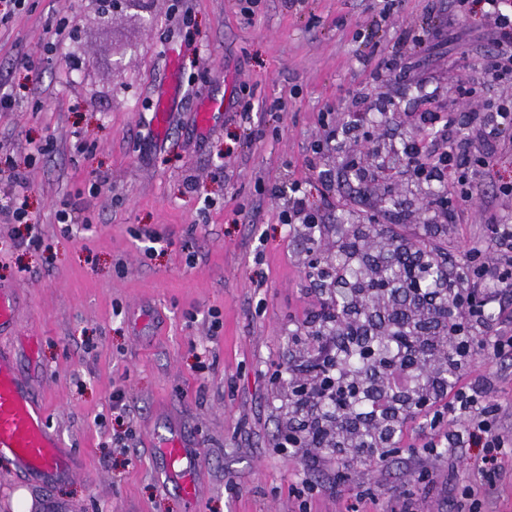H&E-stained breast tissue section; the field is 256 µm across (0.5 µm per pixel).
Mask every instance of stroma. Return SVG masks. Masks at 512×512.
I'll use <instances>...</instances> for the list:
<instances>
[{
    "mask_svg": "<svg viewBox=\"0 0 512 512\" xmlns=\"http://www.w3.org/2000/svg\"><path fill=\"white\" fill-rule=\"evenodd\" d=\"M382 7L141 0L104 18L97 0H26L0 19V88L16 95L0 112V287L20 296L0 344L34 339L46 423L83 466L44 492L0 462V512H15L21 489L28 512H396L407 499L458 512L476 472L428 450L422 417L397 441L415 457L381 471L326 450L313 468L302 449L278 447L288 368L310 356L291 336L317 326L322 306L311 253L333 252L337 227L371 218L427 235V186L358 180L351 156L403 168L404 145L445 132L417 122L425 110L464 126L449 78L477 82L482 104L506 92L484 80L491 44L453 0H401L385 18ZM426 19L432 35L408 68L374 78L399 31ZM173 77L179 102L161 128L154 106ZM209 98L224 112L202 128ZM14 167L28 178L37 249L15 244ZM295 181L324 220L313 242L282 219ZM149 233L160 237L151 251ZM117 394L131 431L123 454L112 449ZM173 429L204 463L192 502L160 476L156 440Z\"/></svg>",
    "mask_w": 512,
    "mask_h": 512,
    "instance_id": "35a3bbf8",
    "label": "stroma"
}]
</instances>
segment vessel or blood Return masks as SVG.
<instances>
[{"instance_id": "b4317fda", "label": "vessel or blood", "mask_w": 512, "mask_h": 512, "mask_svg": "<svg viewBox=\"0 0 512 512\" xmlns=\"http://www.w3.org/2000/svg\"><path fill=\"white\" fill-rule=\"evenodd\" d=\"M17 309L16 290L1 288L0 333L13 330ZM158 447L166 482L175 485L186 500H195L199 454L184 447L175 432L162 438ZM0 459L8 461L23 481L44 489L77 472L69 449L47 427L44 407L31 383L19 374L13 355L7 352L0 353Z\"/></svg>"}]
</instances>
